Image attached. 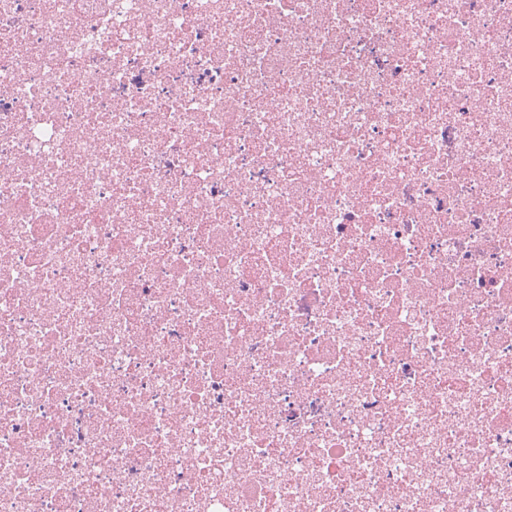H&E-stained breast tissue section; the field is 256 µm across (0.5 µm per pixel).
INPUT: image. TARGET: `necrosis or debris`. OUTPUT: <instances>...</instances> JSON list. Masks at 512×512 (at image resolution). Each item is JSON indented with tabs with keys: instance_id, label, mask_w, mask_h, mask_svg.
Here are the masks:
<instances>
[{
	"instance_id": "1",
	"label": "necrosis or debris",
	"mask_w": 512,
	"mask_h": 512,
	"mask_svg": "<svg viewBox=\"0 0 512 512\" xmlns=\"http://www.w3.org/2000/svg\"><path fill=\"white\" fill-rule=\"evenodd\" d=\"M0 512H512V0H0Z\"/></svg>"
}]
</instances>
